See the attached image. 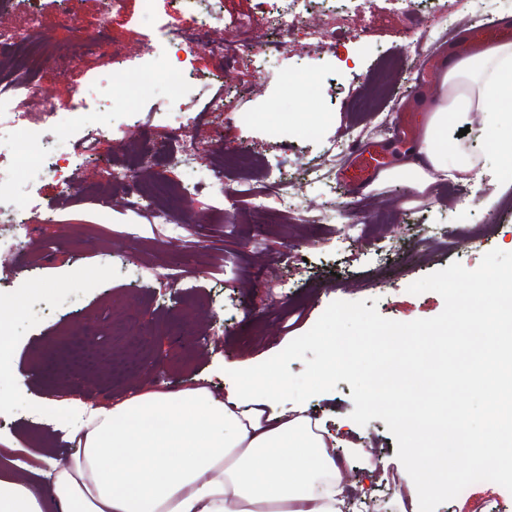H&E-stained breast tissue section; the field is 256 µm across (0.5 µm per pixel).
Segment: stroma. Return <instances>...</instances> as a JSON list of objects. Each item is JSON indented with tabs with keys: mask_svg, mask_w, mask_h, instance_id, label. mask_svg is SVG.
<instances>
[{
	"mask_svg": "<svg viewBox=\"0 0 512 512\" xmlns=\"http://www.w3.org/2000/svg\"><path fill=\"white\" fill-rule=\"evenodd\" d=\"M210 8L209 0H155L146 15L140 0H125L112 15L106 46L73 61L66 56L71 31L63 0L37 4L52 52L23 109L39 111L47 98L58 109L39 137L58 153L94 137L101 125L118 133L99 141L101 162L71 158L66 172L79 189L66 197L52 177L22 172L18 148L0 140V174L15 180L17 207L30 220L25 231L0 228V303L30 298L25 314L11 319V371L0 378V444L70 458L75 443L34 413L32 403L100 406L149 388L199 385L220 396L225 365L274 356L333 301L373 299L382 317L400 322L432 318L442 312L443 298L411 294L410 284L455 261L475 269L494 248L512 252V181L481 138L479 116L461 141L479 156L480 178L437 183L428 193L398 179L362 198L351 197L340 180L351 136L386 145L389 162L397 163L403 151L393 136L398 113H415L425 124L440 87L436 79L420 84L423 54L469 55L461 41L474 29L512 25V0H312L304 20L324 31L320 42L294 34L286 52L269 56L258 72L202 52L180 96L159 80L128 91L130 75L173 60L162 29H178ZM221 10L214 41L279 37L276 0H222ZM239 18L249 28H234ZM87 88L97 102L79 120L72 106ZM224 93L232 108L207 113L208 100ZM102 101L108 110H99ZM176 105L189 121L188 141L200 164L163 173L145 162L141 179L192 181L220 158L244 154L250 169L226 168L228 178L255 182L263 168H282L299 191L295 211L273 206L270 224L252 223L244 213L229 224L209 217L176 228L126 207L104 165L126 161L144 128L163 136ZM314 112L324 118L316 139L300 132ZM309 166L322 170L320 182L307 183ZM34 279L41 288L31 296L26 284ZM131 321L152 332L135 348ZM228 326L233 335H225ZM66 333L80 343L96 339L100 361L89 368L80 354L54 349ZM351 394L341 381L305 405L336 435L352 512H399L396 440L383 420L363 427L351 420ZM358 444L371 449L376 472L355 452ZM437 512H512V492L476 482Z\"/></svg>",
	"mask_w": 512,
	"mask_h": 512,
	"instance_id": "1",
	"label": "stroma"
}]
</instances>
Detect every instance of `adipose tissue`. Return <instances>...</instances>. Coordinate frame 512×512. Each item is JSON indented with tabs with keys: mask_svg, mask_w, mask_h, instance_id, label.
<instances>
[{
	"mask_svg": "<svg viewBox=\"0 0 512 512\" xmlns=\"http://www.w3.org/2000/svg\"><path fill=\"white\" fill-rule=\"evenodd\" d=\"M426 135L385 180L426 190L479 172L478 158L448 135L480 114L482 130L512 175V44L477 51L444 73ZM225 396L206 387L149 391L110 407L74 408L57 420L78 439L44 482L17 475L0 456V512H345L336 437L299 406L281 408L287 384L275 364L228 368Z\"/></svg>",
	"mask_w": 512,
	"mask_h": 512,
	"instance_id": "obj_1",
	"label": "adipose tissue"
}]
</instances>
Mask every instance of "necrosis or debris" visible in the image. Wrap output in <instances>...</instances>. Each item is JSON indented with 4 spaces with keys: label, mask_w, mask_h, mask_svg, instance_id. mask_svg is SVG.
<instances>
[{
    "label": "necrosis or debris",
    "mask_w": 512,
    "mask_h": 512,
    "mask_svg": "<svg viewBox=\"0 0 512 512\" xmlns=\"http://www.w3.org/2000/svg\"><path fill=\"white\" fill-rule=\"evenodd\" d=\"M278 21L283 33L282 40L273 47L248 41L234 44H221L210 39L213 25L222 21L220 12L211 10L201 23L181 29L172 34L169 45L177 55V65L168 72L171 80H179L181 75L192 71L194 59L199 52L231 56L233 59L247 63L255 68H262L267 50H286L288 42L285 38L298 23V16L307 0H279ZM49 44L40 31L37 10L28 13L27 26L20 31H9L0 27V60L4 68L0 69V97H27L34 93L38 70ZM143 154L157 161L159 167L168 169L192 168L198 163V157L187 140V126L177 123L170 126L166 136L156 139L150 136L142 140ZM137 160H130L124 165L112 167L109 172L111 184L117 188L135 210L157 213V201L166 194L164 183H156L154 188H147L136 174ZM212 195L217 204L219 216H227L237 211L239 198L246 197L251 201L253 216L257 223H264L270 213L269 200H276L282 207H289L292 193L288 183L280 173L269 172L260 186L230 185L224 181V171L212 169L205 182H186L180 184L176 196L184 204L179 216L182 223H190L195 213L189 209V202L202 193Z\"/></svg>",
    "instance_id": "necrosis-or-debris-1"
}]
</instances>
